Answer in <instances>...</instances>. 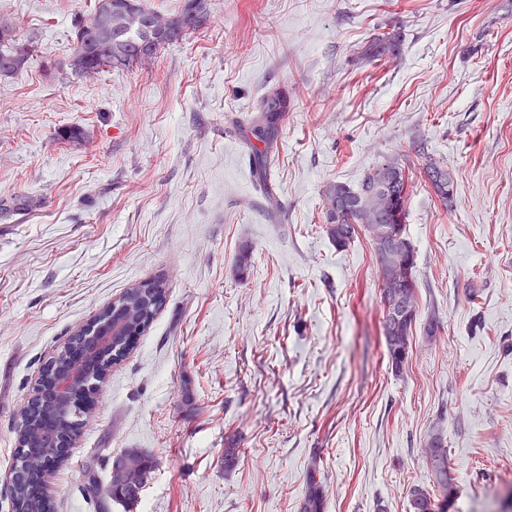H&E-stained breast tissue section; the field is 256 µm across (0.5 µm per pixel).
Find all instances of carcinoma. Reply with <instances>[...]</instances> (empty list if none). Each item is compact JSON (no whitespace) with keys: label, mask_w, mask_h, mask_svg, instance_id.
<instances>
[{"label":"carcinoma","mask_w":512,"mask_h":512,"mask_svg":"<svg viewBox=\"0 0 512 512\" xmlns=\"http://www.w3.org/2000/svg\"><path fill=\"white\" fill-rule=\"evenodd\" d=\"M96 29L87 30L79 21L74 27L73 48L59 63L62 69L77 74L88 71L104 72L112 68H132L144 61L145 57L157 54L158 50L183 40L186 35L199 28L207 17L206 0H184L181 11L164 16L149 10L141 0H112V13L103 10L97 3L93 14ZM0 24L7 27L9 36L0 37V71L12 75L25 67L33 57L32 45L20 41L15 29L8 21ZM288 111V95L277 90L266 95L262 102V119L265 124L254 128L253 134L265 144V149L255 155V176L263 180L270 158L269 140L279 121ZM443 167L435 162L426 164L424 172L435 194L445 203L453 198L448 183L438 179ZM384 185L393 197L386 216L380 220L386 231L401 237L407 248L408 260L394 271L378 268L381 280L380 303L383 308L382 325L392 323L390 333L384 334L386 354L392 371L399 373L408 358L411 348L413 326L417 321L418 283L415 276L416 252L406 233V202L408 198V177L396 163L388 162L374 169L354 190L344 184L330 185L325 191V232L338 248L347 247L358 233L355 225L368 227L373 223L367 210L372 207L370 195ZM166 286L161 280H146L128 287L113 302L112 318L126 321V335L113 343L112 354L102 357L94 367L93 379L102 381L109 372L110 362L122 361L129 351L134 337L130 333L137 327L148 328L166 302ZM404 295L411 302L409 315L398 320L392 308V296ZM59 413L58 405L48 400L29 413L25 428L17 435L19 447L14 451L12 471L16 474L11 491L13 512H54L52 501L38 495L34 475L39 472L37 459L56 454L48 437L41 435ZM423 453L426 458L430 481L438 489L434 495L425 485H415L409 490V512H448V505L454 504L458 495L455 477L448 466V448L440 430L430 434ZM132 462L142 469L143 474L151 473L154 462L147 454L126 449L112 457V467L123 462ZM240 461L235 439H230L224 448V470H234ZM326 502L316 468L310 469L307 490L300 506V512H325Z\"/></svg>","instance_id":"carcinoma-1"}]
</instances>
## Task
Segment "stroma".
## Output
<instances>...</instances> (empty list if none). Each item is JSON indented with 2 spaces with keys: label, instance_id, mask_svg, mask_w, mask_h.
Listing matches in <instances>:
<instances>
[{
  "label": "stroma",
  "instance_id": "35a3bbf8",
  "mask_svg": "<svg viewBox=\"0 0 512 512\" xmlns=\"http://www.w3.org/2000/svg\"><path fill=\"white\" fill-rule=\"evenodd\" d=\"M94 0H0L35 54L0 77V512L45 363L126 288L167 301L97 383L55 512H407L441 429L458 512L512 484V0H207V21L137 67L60 69ZM401 48L377 60L378 34ZM288 92L267 181L238 123ZM78 129L76 140L62 132ZM409 177L419 314L393 372L373 244L336 248L325 190L386 161ZM454 176L450 204L427 162ZM250 247L247 276L237 272ZM437 319L441 333L426 341ZM236 438L237 468L224 448ZM155 466L128 506L112 458ZM95 477L98 493L85 486ZM440 165L435 162H430L426 164L424 168V172L426 174L427 180L431 187L433 188L435 194L444 202L448 203L453 198V191L448 192V183L453 181V175L450 171H448V182H441L438 179L439 171H445ZM316 468L310 469L307 490L300 506L301 512H325L326 502Z\"/></svg>",
  "mask_w": 512,
  "mask_h": 512
}]
</instances>
